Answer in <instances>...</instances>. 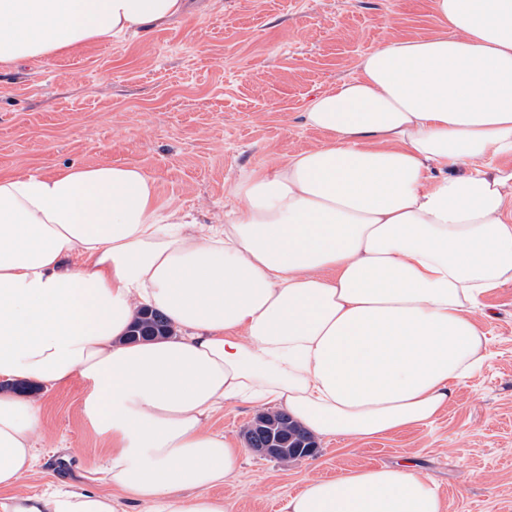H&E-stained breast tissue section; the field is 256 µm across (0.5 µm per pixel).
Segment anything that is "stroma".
<instances>
[{"label":"stroma","mask_w":512,"mask_h":512,"mask_svg":"<svg viewBox=\"0 0 512 512\" xmlns=\"http://www.w3.org/2000/svg\"><path fill=\"white\" fill-rule=\"evenodd\" d=\"M442 30L431 0H185L182 17L149 33L0 66V174L134 164L159 205L220 224L240 206L231 183L328 141L303 122L312 97L356 77L389 39ZM480 303L487 359L431 424L321 439L289 464L251 450L215 494L233 512H278L307 479L411 461L443 512H512V283ZM85 390L76 378L41 394L37 461L19 492L108 490L106 444L80 412ZM259 413L228 405L210 425L242 446Z\"/></svg>","instance_id":"35a3bbf8"}]
</instances>
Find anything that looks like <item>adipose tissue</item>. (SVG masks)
I'll return each mask as SVG.
<instances>
[{
  "label": "adipose tissue",
  "instance_id": "1",
  "mask_svg": "<svg viewBox=\"0 0 512 512\" xmlns=\"http://www.w3.org/2000/svg\"><path fill=\"white\" fill-rule=\"evenodd\" d=\"M303 117L330 140L229 189L220 227L157 205L132 164L0 177V512H232L224 405L314 436L430 424L485 359L475 312L512 283V0H432ZM182 0H0V65L177 18ZM175 333L130 342L139 309ZM81 377L109 490H16L38 391ZM279 512H443L415 467L307 480Z\"/></svg>",
  "mask_w": 512,
  "mask_h": 512
}]
</instances>
